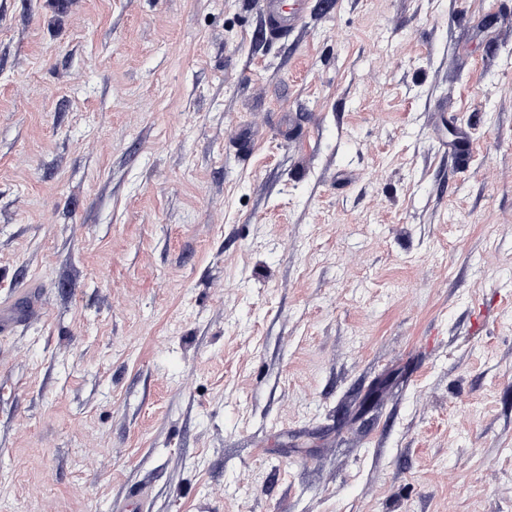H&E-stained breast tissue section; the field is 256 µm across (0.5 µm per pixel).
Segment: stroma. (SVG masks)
Wrapping results in <instances>:
<instances>
[{"label":"stroma","instance_id":"35a3bbf8","mask_svg":"<svg viewBox=\"0 0 512 512\" xmlns=\"http://www.w3.org/2000/svg\"><path fill=\"white\" fill-rule=\"evenodd\" d=\"M308 2L0 0V512H512V0ZM263 34L270 39H284L303 21L306 0H260Z\"/></svg>","mask_w":512,"mask_h":512}]
</instances>
